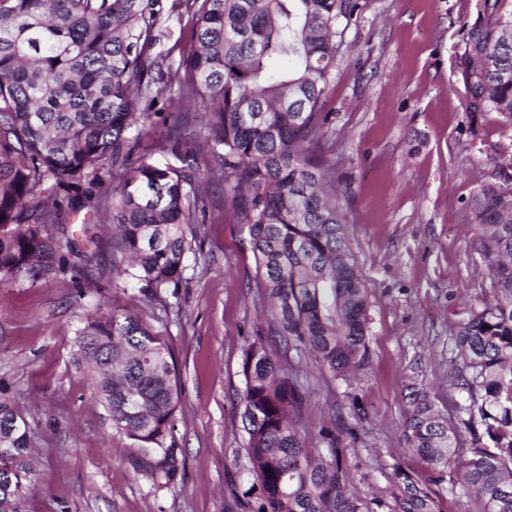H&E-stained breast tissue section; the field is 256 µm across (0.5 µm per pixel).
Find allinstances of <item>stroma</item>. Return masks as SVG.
<instances>
[{
  "label": "stroma",
  "instance_id": "35a3bbf8",
  "mask_svg": "<svg viewBox=\"0 0 512 512\" xmlns=\"http://www.w3.org/2000/svg\"><path fill=\"white\" fill-rule=\"evenodd\" d=\"M332 77L326 138L317 158L341 190L347 236L370 294L367 354L347 379L300 363L298 422L342 427L348 487L363 502L392 500L396 471L425 477L402 440L407 385L425 387L456 418L467 395L455 385L450 330L491 298L482 238L466 201L487 182L512 177V125L468 112L461 67L466 27L480 0H355ZM157 51L178 66L194 19L162 0ZM141 152L176 164L174 142L205 144L208 117L163 93ZM199 226L202 275L166 316L112 271L118 253L103 238L90 264L116 312L140 319L173 349L181 406L174 436L185 467L175 486L151 492L136 478L103 406L74 358L75 330L98 294L76 299L69 281L0 283V395L26 413L45 440L39 482L25 512H241L253 484L244 452L242 351L266 332L248 236L224 198V178L206 187Z\"/></svg>",
  "mask_w": 512,
  "mask_h": 512
}]
</instances>
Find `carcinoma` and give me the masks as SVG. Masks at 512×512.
<instances>
[{"instance_id":"carcinoma-1","label":"carcinoma","mask_w":512,"mask_h":512,"mask_svg":"<svg viewBox=\"0 0 512 512\" xmlns=\"http://www.w3.org/2000/svg\"><path fill=\"white\" fill-rule=\"evenodd\" d=\"M189 51L163 67L161 0H0V281L87 274L89 259L63 220L86 209L117 230L129 263L116 275L174 308L196 253L204 185L217 170L237 223L247 227L272 338L243 352L245 452L256 501L246 512H376L347 486L336 426L309 447L293 413L299 370L283 359L311 353L346 377L367 351L370 296L349 246L336 184L315 159L324 137L336 24L353 0H185ZM467 106L512 123V0H482L467 30ZM163 87L209 101L208 153L178 151L179 167L137 155ZM490 258L493 299L451 330L468 419L448 420L416 387L403 394L404 445L427 483L460 489L464 512H512V188L488 183L467 201ZM77 362L112 429L129 440L135 477L159 492L184 468L173 435L180 400L169 345L106 301L75 330ZM470 456L461 457V429ZM37 437L0 398V512H23L37 480ZM386 512H437L426 483L401 472Z\"/></svg>"}]
</instances>
